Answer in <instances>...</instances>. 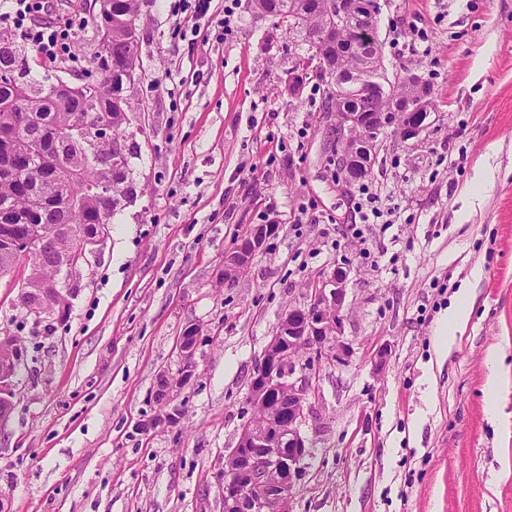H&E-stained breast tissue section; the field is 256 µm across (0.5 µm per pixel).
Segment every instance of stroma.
Instances as JSON below:
<instances>
[{"instance_id":"1","label":"stroma","mask_w":512,"mask_h":512,"mask_svg":"<svg viewBox=\"0 0 512 512\" xmlns=\"http://www.w3.org/2000/svg\"><path fill=\"white\" fill-rule=\"evenodd\" d=\"M379 2L388 72L422 75L435 110L420 139L388 133L362 181L376 196L365 222L338 186L336 114L302 62L304 28L251 0H236L228 26L212 0L179 37L194 0L143 10L126 108L133 201L83 256L66 319L20 306L30 257L0 278V331L28 351L0 426L9 512H223L224 454L252 416L255 364L281 316L339 266L351 270L350 353L316 380L292 512H512V0ZM93 9L46 0L34 20L68 29L70 53L33 79L78 82L98 44ZM487 160L497 177L469 206ZM270 223L246 273L224 279L225 252ZM477 266L471 320L436 358L441 318ZM191 324L183 416L144 430Z\"/></svg>"}]
</instances>
